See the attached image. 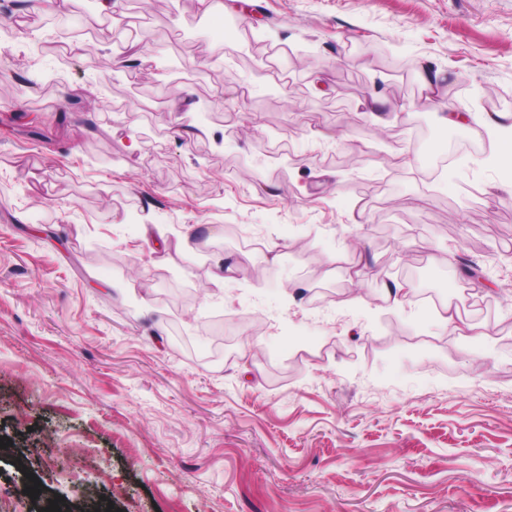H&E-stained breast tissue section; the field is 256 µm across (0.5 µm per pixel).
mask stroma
I'll return each mask as SVG.
<instances>
[{
    "label": "stroma",
    "mask_w": 512,
    "mask_h": 512,
    "mask_svg": "<svg viewBox=\"0 0 512 512\" xmlns=\"http://www.w3.org/2000/svg\"><path fill=\"white\" fill-rule=\"evenodd\" d=\"M220 2L117 0L119 35L99 0L12 10L0 512H512V187L481 127L512 114V0ZM57 14L94 33L60 84Z\"/></svg>",
    "instance_id": "35a3bbf8"
}]
</instances>
